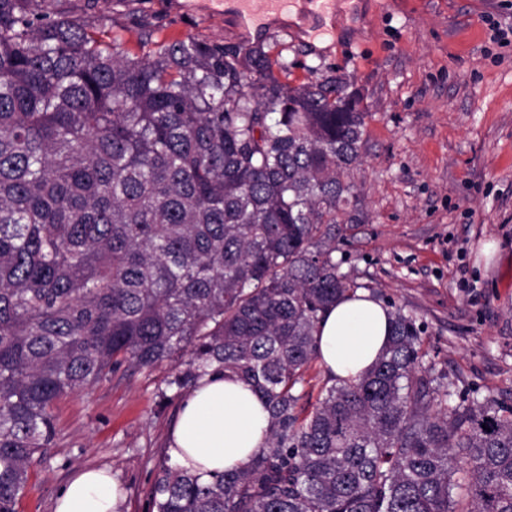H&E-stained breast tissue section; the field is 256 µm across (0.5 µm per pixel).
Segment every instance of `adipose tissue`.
Masks as SVG:
<instances>
[{"label":"adipose tissue","instance_id":"1","mask_svg":"<svg viewBox=\"0 0 512 512\" xmlns=\"http://www.w3.org/2000/svg\"><path fill=\"white\" fill-rule=\"evenodd\" d=\"M390 331L388 310L360 291L332 306L318 329V361L326 373L350 379L364 373L382 352ZM268 413L244 381L203 378L181 403L168 453L188 471L209 479L214 472L245 465L265 447ZM110 471L90 469L62 489L55 512H117Z\"/></svg>","mask_w":512,"mask_h":512}]
</instances>
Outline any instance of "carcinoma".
Here are the masks:
<instances>
[{
    "label": "carcinoma",
    "mask_w": 512,
    "mask_h": 512,
    "mask_svg": "<svg viewBox=\"0 0 512 512\" xmlns=\"http://www.w3.org/2000/svg\"><path fill=\"white\" fill-rule=\"evenodd\" d=\"M133 53L54 0H0V512H18L52 409L122 366L249 384L267 446L206 482L168 455L150 512H512V406L455 399L391 334L311 411L334 259L367 112L337 72L297 83L262 47L195 38Z\"/></svg>",
    "instance_id": "cac0c4a2"
}]
</instances>
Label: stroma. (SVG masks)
<instances>
[{
	"instance_id": "obj_1",
	"label": "stroma",
	"mask_w": 512,
	"mask_h": 512,
	"mask_svg": "<svg viewBox=\"0 0 512 512\" xmlns=\"http://www.w3.org/2000/svg\"><path fill=\"white\" fill-rule=\"evenodd\" d=\"M65 4L131 47L140 17L162 38L263 45L299 80L312 66L350 75L369 116L357 204L336 238L341 269L416 316L426 361L459 394L512 405V49L488 55L485 25L512 23V0H342L327 20L298 0L295 18L254 32L224 0ZM169 373L121 370L60 399L19 512H54L60 489L96 467L111 470L121 512H149L179 408L161 397Z\"/></svg>"
}]
</instances>
